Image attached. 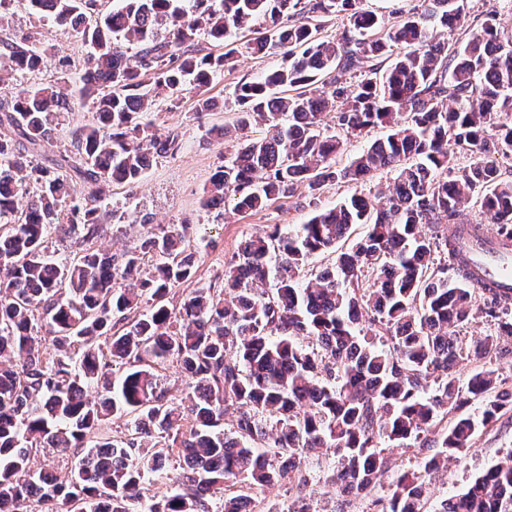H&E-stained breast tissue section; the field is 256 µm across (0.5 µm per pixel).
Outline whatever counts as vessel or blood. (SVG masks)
<instances>
[{
    "mask_svg": "<svg viewBox=\"0 0 512 512\" xmlns=\"http://www.w3.org/2000/svg\"><path fill=\"white\" fill-rule=\"evenodd\" d=\"M473 266L481 282L494 285L504 299L512 298V247L503 245L501 238L486 230L477 238L465 241Z\"/></svg>",
    "mask_w": 512,
    "mask_h": 512,
    "instance_id": "1",
    "label": "vessel or blood"
}]
</instances>
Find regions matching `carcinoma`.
<instances>
[{
  "instance_id": "obj_1",
  "label": "carcinoma",
  "mask_w": 512,
  "mask_h": 512,
  "mask_svg": "<svg viewBox=\"0 0 512 512\" xmlns=\"http://www.w3.org/2000/svg\"><path fill=\"white\" fill-rule=\"evenodd\" d=\"M120 2L103 15L99 0H28L38 19L75 31L90 57L77 81L57 60L69 88L13 87L0 100V507L212 512L215 497L222 512L244 500L258 512H313L304 501L316 460L336 488L332 512H344L389 477L384 443L421 461L392 481L380 512H424L431 477L512 409L498 369L484 363L464 383L456 371L512 341V315L496 291L475 286L463 255V235L478 226L457 223L475 199L512 241V179L496 161L512 154V36L501 35L498 11L450 43L468 0H422L391 27L362 0ZM336 14L347 27L329 40L324 23ZM242 30L254 31L252 53L283 55L235 87L234 129L267 134L229 153L202 207L229 198L237 213L259 212L303 183L312 216L246 236L221 283L173 304L168 295L197 271L192 225L151 228L138 248L102 254L92 245L105 187L133 186L180 151L179 132L152 133L141 116L188 91L199 113L216 109L206 87L233 66ZM202 39L223 52L202 53ZM49 62L37 33L0 35L1 87ZM77 104L93 121L71 132L65 152L37 161ZM327 115L348 135L388 134L342 165L347 143L324 132ZM458 151L469 165L455 167ZM381 170L393 177L380 207L356 192L321 207L326 186ZM358 225L368 232L353 241ZM60 227L86 245L65 261L48 254ZM318 253L332 263L303 277ZM479 318L493 331L461 340ZM169 362L187 376L180 395L159 383ZM46 448L69 453L68 481L34 466ZM171 458L183 461L174 475ZM166 481L176 490L161 495L155 485ZM285 481L303 505L264 510L266 489ZM433 512H512V454Z\"/></svg>"
}]
</instances>
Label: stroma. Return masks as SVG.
<instances>
[{
    "mask_svg": "<svg viewBox=\"0 0 512 512\" xmlns=\"http://www.w3.org/2000/svg\"><path fill=\"white\" fill-rule=\"evenodd\" d=\"M12 32L40 29L42 41L55 57L70 58L75 66H83L89 48L71 30L55 24H39L29 11L25 0H15L8 11ZM281 53L264 57L241 50L234 69L215 78L209 88L222 108L195 120L197 98L186 94L176 108L161 105L147 113L159 132L175 130L182 135V149L176 156L159 159L134 188L115 184L106 192V228L95 246L105 253H118L138 245L142 233L141 223L177 224L190 220L197 224L207 247L198 262L196 280L207 283L224 272L240 239L248 234L280 225L289 227L308 220L309 209L295 199H282L256 214L224 215L220 210H207L201 206L204 188L213 174L223 166L224 159L234 150L235 137L215 138L210 129L215 125H229L234 121L238 105L234 88L239 80L253 78L266 70L279 66ZM512 452V418L501 419L472 439L467 452L460 458L449 460L446 473L436 477L435 496L462 491L477 475Z\"/></svg>",
    "mask_w": 512,
    "mask_h": 512,
    "instance_id": "1",
    "label": "stroma"
}]
</instances>
